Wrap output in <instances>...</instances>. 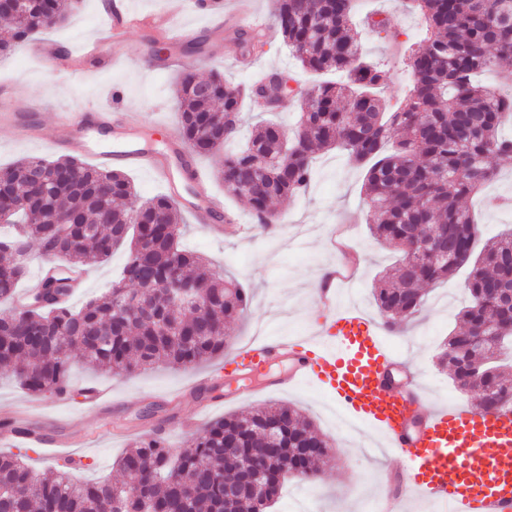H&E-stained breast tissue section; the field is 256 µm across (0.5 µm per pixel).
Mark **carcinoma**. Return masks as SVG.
Wrapping results in <instances>:
<instances>
[{
    "instance_id": "obj_1",
    "label": "carcinoma",
    "mask_w": 512,
    "mask_h": 512,
    "mask_svg": "<svg viewBox=\"0 0 512 512\" xmlns=\"http://www.w3.org/2000/svg\"><path fill=\"white\" fill-rule=\"evenodd\" d=\"M78 0H28L26 15L0 32V57L70 16ZM419 14L429 36L411 50L413 84L404 101L389 107L379 89L384 72L361 50L352 16L356 0H276L274 24L300 66L316 74L337 72L338 82L320 81L299 98L301 112L288 160L278 167L281 126L262 123L245 148L224 155L218 176L224 191L248 200L258 226L276 223L270 211L279 199L306 192L321 150L344 152L366 169L363 191L372 212V233L401 252L389 272L375 280L372 295L386 325L419 313L425 287L465 268L469 304L460 312L464 327L452 331L438 356L457 389L478 398L477 409L512 404V377L496 358L512 341V229L479 245L478 231L461 200L496 179L498 165H512V113L498 107L496 92L477 80L486 71L502 74L512 62V0H403ZM248 90L214 73L206 80L183 70L176 88L178 133L199 155H213L234 139ZM30 197L15 213L17 229L0 237V300L9 301L24 275L28 241H38L61 266L46 272L34 304L25 312L0 311V365L9 366L36 397L56 396L69 380L66 340L82 337L84 361L92 368L133 374L157 365L196 364L224 353L229 329L247 309L240 284L210 271L205 260L180 246L183 227L175 203L156 196L138 205L147 221L129 229L136 197L118 170H100L73 156L27 157L0 171V196ZM62 211L70 223H51ZM435 232L447 255L431 262L420 245ZM118 246L127 259L110 289L78 311L71 308L74 284L68 270L106 263ZM178 267L179 278L168 279ZM176 288L203 295L201 311L169 297ZM489 327L483 350L468 346L466 328ZM280 424L279 447L262 453L265 427ZM28 448L0 454V512H265L276 490L256 501L230 498L228 484L239 467L258 458L274 478L297 469L313 479L331 451L315 425L286 405H266L226 416L202 427L190 444L173 454L167 436L133 443L117 462L122 476L139 475L129 496L112 481L83 480L85 464L72 459L48 473L24 461Z\"/></svg>"
}]
</instances>
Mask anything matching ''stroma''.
<instances>
[{
    "label": "stroma",
    "mask_w": 512,
    "mask_h": 512,
    "mask_svg": "<svg viewBox=\"0 0 512 512\" xmlns=\"http://www.w3.org/2000/svg\"><path fill=\"white\" fill-rule=\"evenodd\" d=\"M241 1L244 0H220L219 5L203 12L197 9L195 0H126L129 11L138 16L168 9L173 28H193L199 37L207 39L206 51L187 60L198 77L205 79L220 70L246 87L253 84L258 73L288 71L295 75L300 88L317 82V75L298 65L277 33L273 25L275 0H245L266 26V45L262 55L241 62L235 31L216 25L222 12L231 11ZM99 2L81 0L79 10L65 24L35 35L33 41L0 60V84H9L16 97L44 103L37 120L38 142L18 141L8 129L0 128V168L29 156L61 158V151L53 146L58 135L55 114L65 106L143 113L146 123L141 136L157 149L164 147L168 132L177 131L173 82L179 68L168 65L166 56H152L155 34L151 30L135 28L127 33L120 63L93 61L80 75L57 72L33 57L36 43L42 41L55 42L58 48L74 54L88 40L100 36L103 27ZM360 2L362 12L385 14L399 33L394 42L367 26L359 28L364 51L386 74L383 97L392 105L402 101L409 90L405 50L425 37V26L419 15L402 11L399 0ZM158 120L167 124V131L155 128ZM198 165L212 193L222 198L225 209L239 214L244 221L238 234L220 239L210 235L204 225L190 222L182 240L184 247L204 254L214 269L247 289L249 306L243 318L233 325L232 339L244 344L260 335L290 336L300 327L318 322L320 314L313 289L322 272L338 260V250L331 245L330 236L332 230L340 228L353 235L360 253L351 283V300L366 315L378 317L371 288L378 274L390 268L399 253L380 244L371 234L368 206L361 190L364 172L351 164L344 153L331 150L318 155L308 192L276 203L278 228L271 235L251 224V211L243 199L225 193L214 177L211 159H199ZM487 194L512 199V171L501 170L483 193L466 200L484 240L497 236L504 225H512V207L486 209L483 197ZM125 258L126 252L121 249L108 263L88 266L87 283L74 294L72 307L80 308L90 298L103 294L120 273ZM466 300L463 275L429 287L422 311L402 320L397 330L387 331L386 340L424 371L433 402L471 408L476 403L475 395L458 391L437 362L440 346L455 327L456 315ZM223 365L224 358L219 355L189 367L158 366L146 372L115 375L86 368L76 361L70 370L71 381L95 382L109 388L111 403L103 408L89 407L83 405L80 395L74 394L55 402L49 416L37 427L42 431L91 433L92 443L83 451L90 463L85 477L114 480L119 476L117 457L139 438L144 428L159 424L172 427L169 443L181 448L194 435L193 429L184 428V421L194 418L204 425L265 404H285L305 415L329 438L335 456L322 465L315 479L289 477L268 512H296L300 499L306 501L307 512H373L384 472L400 466L388 449L380 447L374 429L364 425L355 434L338 428L334 397L313 382L286 392L233 398L234 387L225 383L221 374ZM198 375L211 376L216 394L189 392L191 380Z\"/></svg>",
    "instance_id": "1"
}]
</instances>
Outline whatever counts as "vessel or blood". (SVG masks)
I'll use <instances>...</instances> for the list:
<instances>
[{"instance_id":"b4317fda","label":"vessel or blood","mask_w":512,"mask_h":512,"mask_svg":"<svg viewBox=\"0 0 512 512\" xmlns=\"http://www.w3.org/2000/svg\"><path fill=\"white\" fill-rule=\"evenodd\" d=\"M103 11L116 50L132 28L146 25L163 33L171 28L169 12L141 20L126 10L124 0H106ZM141 124L137 112L78 108L60 113L57 144L64 149L81 146L99 168L149 172L178 205L215 232L237 226V216L212 194L180 137L171 135L159 150L137 142ZM0 127L13 130L19 140L37 135L26 104L13 100L6 86L0 87ZM336 297L331 270L316 290L323 322L302 336H268L234 346L225 354V380L255 376L263 392L288 391L312 381L328 388L355 420L380 431L404 465L386 475L378 512H404L415 496L430 500L440 512H512V407L483 412L432 406L423 375L407 369L387 346L378 322L340 306ZM276 363L286 365V372L267 377ZM45 410L33 401L10 408L11 426L0 431V442H14L25 420ZM29 441L59 457L73 445L69 437L41 431L30 434Z\"/></svg>"}]
</instances>
